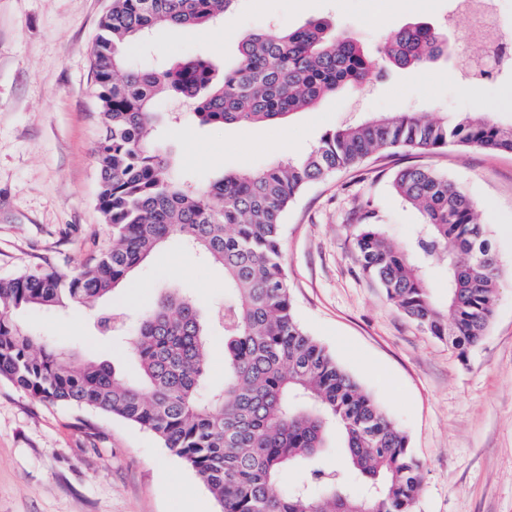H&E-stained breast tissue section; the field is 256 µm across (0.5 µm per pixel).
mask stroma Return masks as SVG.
<instances>
[{"instance_id": "35a3bbf8", "label": "stroma", "mask_w": 512, "mask_h": 512, "mask_svg": "<svg viewBox=\"0 0 512 512\" xmlns=\"http://www.w3.org/2000/svg\"><path fill=\"white\" fill-rule=\"evenodd\" d=\"M112 0H0V277L33 269L79 272L111 245L97 208L95 148L101 134L94 44ZM386 10L387 25L374 16ZM325 19L367 47L426 20L449 41L466 21L457 0H238L203 29H161L142 64L190 51L233 67L241 37ZM487 112L512 125V68L471 88L455 58L423 68L373 71L285 122L234 127L187 120L165 129L180 169L210 180L306 153L327 132L371 115ZM409 165L435 169L478 205L500 259L497 306L484 339L458 354L420 328L360 271L354 237L364 215L404 242L418 214L392 180ZM294 313L406 432L424 464L416 512H512V153L451 145L385 151L307 186L284 218ZM176 290L201 308L224 300V272L169 239L124 289L88 310L23 311L22 327L137 377L125 345L97 321L121 305L140 315ZM0 512H220L207 487L151 433L93 410L40 402L0 380Z\"/></svg>"}]
</instances>
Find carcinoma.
<instances>
[{
	"mask_svg": "<svg viewBox=\"0 0 512 512\" xmlns=\"http://www.w3.org/2000/svg\"><path fill=\"white\" fill-rule=\"evenodd\" d=\"M235 2L113 0L93 51L102 123L97 206L112 245L78 273L0 278V379L40 401L84 406L152 433L204 482L220 512H414L423 466L406 434L295 317L283 217L308 184L374 153L450 145L511 153L512 129L475 113L448 123L396 112L330 131L300 157L197 183L153 139L157 127L186 117L202 126L276 122L375 69L449 55L448 34L426 21L392 30L371 51L319 19L277 35L245 34L235 67L221 77L202 56L149 69L131 63L133 42L158 29L210 26ZM162 96L192 111L159 112ZM393 187L421 221L400 245L384 225H362L354 241L361 269L462 356L483 338L496 304L500 265L487 227L474 200L435 170L403 167ZM173 237L222 268L229 296L207 320L193 299L174 293L146 310L129 337L137 381L106 361L76 363L15 322L16 310H65L109 296ZM441 263L448 292L440 306L429 271ZM211 326L224 331V386L203 400ZM332 434L353 473L349 484L322 455ZM293 467L308 479L274 493Z\"/></svg>",
	"mask_w": 512,
	"mask_h": 512,
	"instance_id": "obj_1",
	"label": "carcinoma"
}]
</instances>
